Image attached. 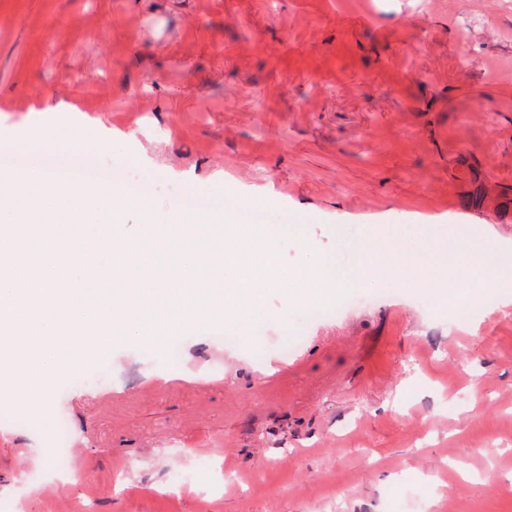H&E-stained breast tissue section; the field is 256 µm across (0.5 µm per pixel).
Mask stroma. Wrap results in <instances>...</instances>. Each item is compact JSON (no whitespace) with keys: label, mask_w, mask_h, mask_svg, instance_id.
Masks as SVG:
<instances>
[{"label":"stroma","mask_w":512,"mask_h":512,"mask_svg":"<svg viewBox=\"0 0 512 512\" xmlns=\"http://www.w3.org/2000/svg\"><path fill=\"white\" fill-rule=\"evenodd\" d=\"M85 158L158 187L122 241L185 194L261 215L289 271L416 216L511 241L512 0H0V175ZM470 290L379 275L302 321L274 289L232 348L201 322L117 340L79 370L101 385L63 373L0 420V512H512V310L483 289L463 330ZM69 425L66 420H60L57 424L56 436L54 442L55 456L54 460L57 466L67 471L66 464L69 457Z\"/></svg>","instance_id":"obj_1"}]
</instances>
